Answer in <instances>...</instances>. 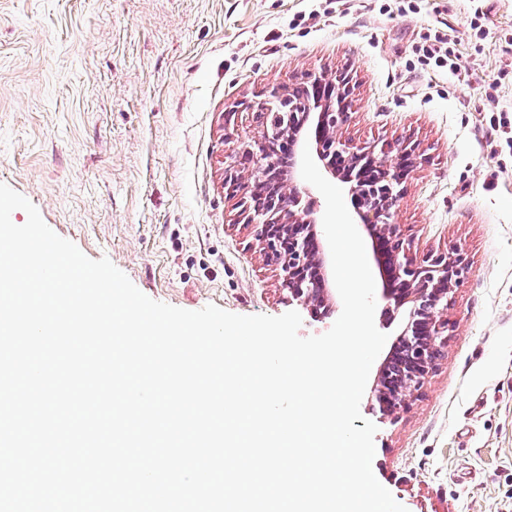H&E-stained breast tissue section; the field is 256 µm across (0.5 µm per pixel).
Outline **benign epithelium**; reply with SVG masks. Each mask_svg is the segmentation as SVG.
<instances>
[{
  "instance_id": "7a95c632",
  "label": "benign epithelium",
  "mask_w": 512,
  "mask_h": 512,
  "mask_svg": "<svg viewBox=\"0 0 512 512\" xmlns=\"http://www.w3.org/2000/svg\"><path fill=\"white\" fill-rule=\"evenodd\" d=\"M349 80L345 76H316L310 96L302 97L300 111L290 114L288 125L264 129L259 138L242 146L224 161V181L232 192L254 193L264 183L275 186L265 205L244 200L241 216L258 228L256 240L268 262L280 269V288L288 303L313 314L333 307L329 289L331 255L320 239V217L301 205L304 186L297 174L304 145L322 162L325 173L348 188L354 202L355 223L375 242L388 244L391 258L384 270L382 298L399 309L410 305L411 324L380 366L374 387L383 410L396 416L423 387L447 342L448 295L468 273L457 252L428 254L417 260L409 254L397 225L395 206L404 183L416 165L415 148L373 141L356 146L339 134L348 121Z\"/></svg>"
}]
</instances>
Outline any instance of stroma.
Instances as JSON below:
<instances>
[{"instance_id": "1", "label": "stroma", "mask_w": 512, "mask_h": 512, "mask_svg": "<svg viewBox=\"0 0 512 512\" xmlns=\"http://www.w3.org/2000/svg\"><path fill=\"white\" fill-rule=\"evenodd\" d=\"M447 29L459 72L416 54ZM512 0H0V183L149 298L291 311L224 160L274 84L348 72L342 136L417 145L395 222L458 251L448 347L398 419L364 394L373 472L408 512H512Z\"/></svg>"}]
</instances>
